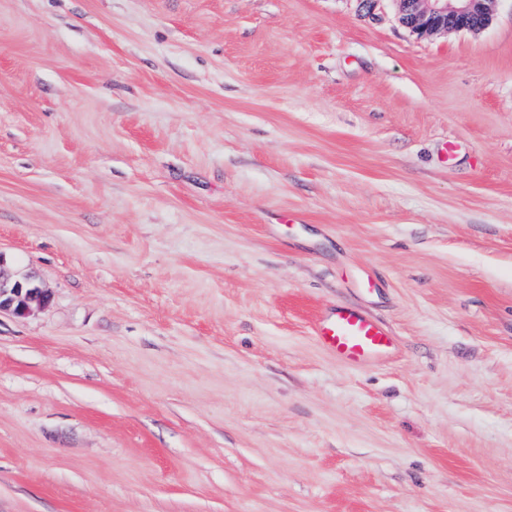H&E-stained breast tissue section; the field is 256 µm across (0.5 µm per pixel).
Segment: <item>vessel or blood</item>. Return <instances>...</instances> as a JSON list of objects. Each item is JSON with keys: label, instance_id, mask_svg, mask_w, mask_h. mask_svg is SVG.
I'll return each instance as SVG.
<instances>
[{"label": "vessel or blood", "instance_id": "b4317fda", "mask_svg": "<svg viewBox=\"0 0 512 512\" xmlns=\"http://www.w3.org/2000/svg\"><path fill=\"white\" fill-rule=\"evenodd\" d=\"M314 334L338 361L352 367L378 362L395 349L394 337L385 326L346 305L325 310L314 326Z\"/></svg>", "mask_w": 512, "mask_h": 512}]
</instances>
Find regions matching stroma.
I'll use <instances>...</instances> for the list:
<instances>
[{
    "mask_svg": "<svg viewBox=\"0 0 512 512\" xmlns=\"http://www.w3.org/2000/svg\"><path fill=\"white\" fill-rule=\"evenodd\" d=\"M0 255V512H512V0H0ZM401 22L419 37L449 31L479 33L489 26V0H395ZM478 20L475 23V20ZM3 264L4 258L0 255V312L8 310L17 316H26L49 304L50 295L34 282L5 278ZM314 334L336 360L352 367L378 362L395 349L394 337L385 326L346 305L325 310L315 323Z\"/></svg>",
    "mask_w": 512,
    "mask_h": 512,
    "instance_id": "35a3bbf8",
    "label": "stroma"
}]
</instances>
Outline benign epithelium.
I'll use <instances>...</instances> for the list:
<instances>
[{"instance_id": "7a95c632", "label": "benign epithelium", "mask_w": 512, "mask_h": 512, "mask_svg": "<svg viewBox=\"0 0 512 512\" xmlns=\"http://www.w3.org/2000/svg\"><path fill=\"white\" fill-rule=\"evenodd\" d=\"M401 22L419 37L449 31L479 33L489 26V0H395ZM50 295L30 280H10L0 272V312L26 316L46 307Z\"/></svg>"}]
</instances>
